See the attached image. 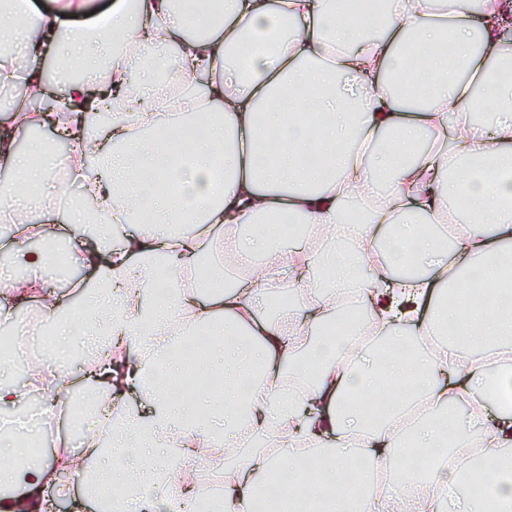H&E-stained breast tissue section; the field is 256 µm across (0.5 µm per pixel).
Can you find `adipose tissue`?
Masks as SVG:
<instances>
[{"mask_svg": "<svg viewBox=\"0 0 512 512\" xmlns=\"http://www.w3.org/2000/svg\"><path fill=\"white\" fill-rule=\"evenodd\" d=\"M188 0H113L91 15V0H0V84L26 95L0 111V205L16 234L5 243L26 272L21 287L0 274L14 310L39 301L50 264L27 239L56 238L61 225L93 227L95 249L68 238L69 262L94 269L97 287L77 312L87 349L109 341L89 380L119 421L106 439L87 427L79 450L52 458L0 435V456L16 463L0 480L23 479L0 512H45L60 474L107 496L119 512H160L163 496L197 502L204 448L236 447L210 512H280L258 502L268 475L295 462L298 445L331 448L299 474L298 494L320 512H512V303L497 286L512 281V80L500 77L512 52V0H386L384 32L370 38L361 16L336 0H225L189 14ZM450 28L459 71L439 54ZM480 50H472L473 40ZM78 58L83 75L63 82L64 107L34 109L49 88V59ZM484 113L474 122V113ZM207 134L185 145L190 123ZM52 126L68 153L35 163L41 143L16 147L27 127ZM66 180L51 183L53 165ZM89 197L68 200V188ZM64 198L42 204L45 190ZM465 197L469 221L452 242L418 217L455 220L448 200ZM297 218L315 248L285 250L269 220ZM223 250L250 269L245 288L224 285L214 267L194 280L199 255ZM414 261L422 276L395 280ZM306 295L300 310L269 318L278 287ZM356 290L366 320L394 353L354 348L320 335L335 320L338 295ZM210 326V355L224 385L219 398L178 401L190 371L179 350L197 325ZM444 327L458 343L432 356L409 353L413 337ZM29 386L46 413L67 390L49 363ZM137 393L139 411L122 410ZM468 402L483 436L476 455L449 469L437 413ZM383 405L391 420L366 423ZM426 406L410 430L396 416ZM367 431L365 470L400 460L398 501L364 495L353 479L350 436ZM422 453L406 458L404 441ZM123 467L99 469L105 455ZM492 477L490 499L467 491L471 467Z\"/></svg>", "mask_w": 512, "mask_h": 512, "instance_id": "1", "label": "adipose tissue"}]
</instances>
